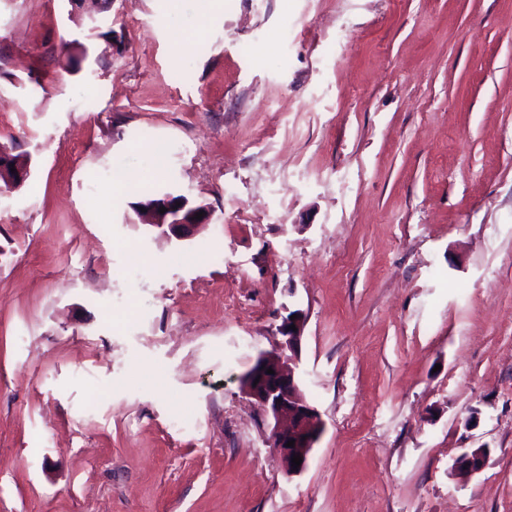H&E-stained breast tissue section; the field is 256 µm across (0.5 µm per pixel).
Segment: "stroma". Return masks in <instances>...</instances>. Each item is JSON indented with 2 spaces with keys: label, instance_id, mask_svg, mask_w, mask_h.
Instances as JSON below:
<instances>
[{
  "label": "stroma",
  "instance_id": "stroma-1",
  "mask_svg": "<svg viewBox=\"0 0 512 512\" xmlns=\"http://www.w3.org/2000/svg\"><path fill=\"white\" fill-rule=\"evenodd\" d=\"M1 145L0 512H512V0H0ZM294 310L291 477L240 379ZM180 203V206H176ZM164 207L166 211L159 213V208ZM184 209L182 200L174 199L173 195L157 197L156 201L148 209L139 211L142 224L161 230L162 235L177 241L189 239L197 230L207 224L210 216V209L207 205H197L187 216L181 217ZM204 212L201 219H196V213Z\"/></svg>",
  "mask_w": 512,
  "mask_h": 512
}]
</instances>
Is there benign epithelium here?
I'll return each instance as SVG.
<instances>
[{
    "instance_id": "1",
    "label": "benign epithelium",
    "mask_w": 512,
    "mask_h": 512,
    "mask_svg": "<svg viewBox=\"0 0 512 512\" xmlns=\"http://www.w3.org/2000/svg\"><path fill=\"white\" fill-rule=\"evenodd\" d=\"M14 169L15 176H7V169ZM29 174V168L16 166L12 157L0 148V177H7L11 189L18 188ZM166 211L161 213L159 208ZM184 206L171 195L161 196L150 208L139 212L143 224L161 230L162 235L178 241L189 239L197 230L207 224L210 216L208 206L202 204L194 208L188 216H181ZM204 216L198 219L196 214ZM297 318H283L278 326L280 340L272 352L260 354L253 366L243 375L242 392L260 411L269 427L267 444L280 458L285 471L290 476L301 474L307 467L311 450L318 441L323 422L317 409L303 396L300 387L297 363L306 317L300 310L293 311ZM295 329H290V326ZM273 373H267V369ZM294 446H287L288 441ZM299 456L302 463L292 466L293 456Z\"/></svg>"
}]
</instances>
